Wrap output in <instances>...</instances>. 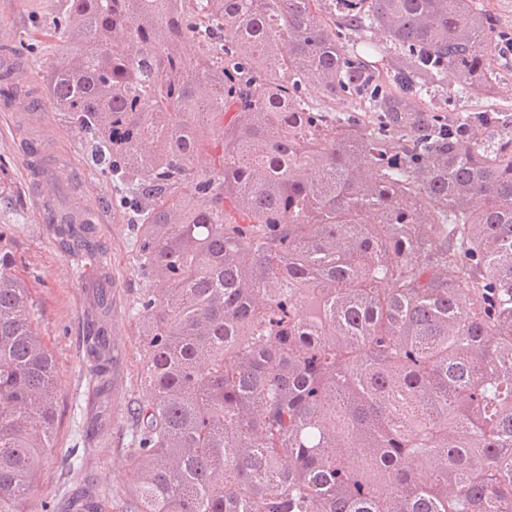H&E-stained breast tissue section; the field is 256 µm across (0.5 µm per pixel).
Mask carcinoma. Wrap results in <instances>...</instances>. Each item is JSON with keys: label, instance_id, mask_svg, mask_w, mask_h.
Instances as JSON below:
<instances>
[{"label": "carcinoma", "instance_id": "carcinoma-1", "mask_svg": "<svg viewBox=\"0 0 512 512\" xmlns=\"http://www.w3.org/2000/svg\"><path fill=\"white\" fill-rule=\"evenodd\" d=\"M57 33L72 49L45 91L130 199L156 282L132 307L151 396L130 408L124 512H512V112L423 99L449 71L494 94L512 40L491 13L67 0ZM63 228L91 255V225ZM15 266L0 230V512L33 491L58 416ZM110 316L98 288L82 346L103 404ZM101 509L92 487L64 505Z\"/></svg>", "mask_w": 512, "mask_h": 512}]
</instances>
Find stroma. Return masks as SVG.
<instances>
[{
    "instance_id": "35a3bbf8",
    "label": "stroma",
    "mask_w": 512,
    "mask_h": 512,
    "mask_svg": "<svg viewBox=\"0 0 512 512\" xmlns=\"http://www.w3.org/2000/svg\"><path fill=\"white\" fill-rule=\"evenodd\" d=\"M65 0H0V39L26 72L31 99V127L47 139L58 141L71 157V167L60 170L63 189H78L80 201L98 206L105 223L96 225L100 251L109 256L112 291V341L120 355L123 386L112 397L110 433L90 450L91 467L86 475L104 496L106 512H121L126 496L137 481L127 462L130 446L128 410L134 401L148 397L140 380L142 343L131 303L145 282L141 278L131 225L119 206L116 189L107 170L94 166L82 133L66 112L49 100L43 85L47 71L70 50L55 34ZM502 78L493 97L452 99L437 96L433 108L464 112L493 106L512 112V58L499 60ZM23 131L14 126L10 113L0 111V226L6 227L17 258L16 275L26 285L37 328L59 374V412L56 453L46 460L34 492L22 503L21 512H56L81 479L78 466L64 460L84 426V416L95 404L93 385L86 373L82 329L86 301L92 289L75 278L71 255L62 249L51 225L42 222L29 191L21 151Z\"/></svg>"
}]
</instances>
